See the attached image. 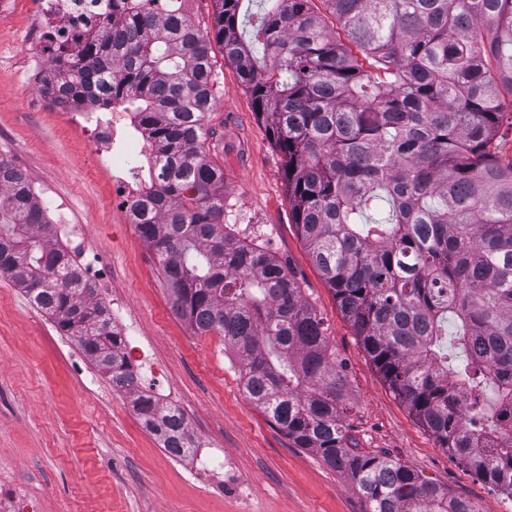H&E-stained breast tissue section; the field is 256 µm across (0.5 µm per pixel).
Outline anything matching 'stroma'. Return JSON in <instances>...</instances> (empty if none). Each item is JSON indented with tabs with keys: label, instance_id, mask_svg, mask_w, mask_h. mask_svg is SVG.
<instances>
[{
	"label": "stroma",
	"instance_id": "1",
	"mask_svg": "<svg viewBox=\"0 0 512 512\" xmlns=\"http://www.w3.org/2000/svg\"><path fill=\"white\" fill-rule=\"evenodd\" d=\"M32 0L0 17V159L34 189L68 204L55 240L79 229V263L104 277L147 342L154 371L141 382L176 391L196 434L221 445L250 483L248 502L212 492L173 467L106 378L0 276V464L16 465L27 512H363L353 481L294 447L242 391L234 354L217 335H199L175 315L155 253L112 205V177L97 167L88 135L65 113L31 109L39 94L25 74L39 51L30 38ZM205 118V149L224 168L226 225L289 262L303 295L324 319L347 377V423L356 450L386 455L470 502L476 512H512L502 497L452 459L395 399L350 322L311 263L293 222L283 159L220 45Z\"/></svg>",
	"mask_w": 512,
	"mask_h": 512
}]
</instances>
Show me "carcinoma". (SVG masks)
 <instances>
[{"instance_id":"1","label":"carcinoma","mask_w":512,"mask_h":512,"mask_svg":"<svg viewBox=\"0 0 512 512\" xmlns=\"http://www.w3.org/2000/svg\"><path fill=\"white\" fill-rule=\"evenodd\" d=\"M321 6H316L315 2ZM133 11L100 40L49 50L71 105L138 113L159 147L141 233L171 307L224 338L245 387L295 447L348 473L364 512H473L448 488L357 453L347 378L291 271L226 231L224 168L204 150L216 83L210 32ZM213 32L283 157L293 223L393 395L448 454L512 499V0H214ZM263 48L258 56L254 45ZM28 179L0 160V275L178 452L185 415L157 417L119 355L105 304ZM453 331H448V327Z\"/></svg>"}]
</instances>
